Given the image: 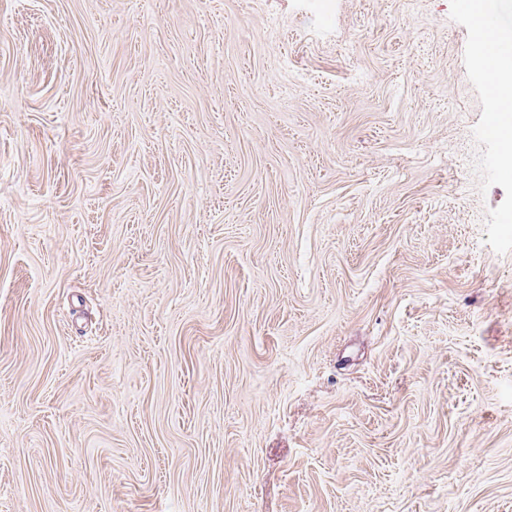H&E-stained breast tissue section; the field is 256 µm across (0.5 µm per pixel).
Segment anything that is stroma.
Here are the masks:
<instances>
[{
  "mask_svg": "<svg viewBox=\"0 0 512 512\" xmlns=\"http://www.w3.org/2000/svg\"><path fill=\"white\" fill-rule=\"evenodd\" d=\"M460 0H0V512H512V183Z\"/></svg>",
  "mask_w": 512,
  "mask_h": 512,
  "instance_id": "stroma-1",
  "label": "stroma"
}]
</instances>
